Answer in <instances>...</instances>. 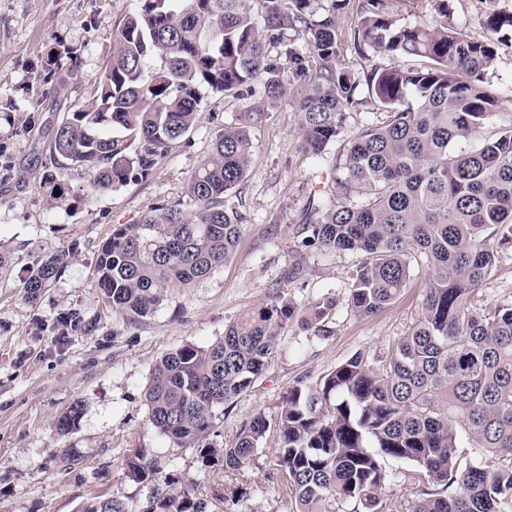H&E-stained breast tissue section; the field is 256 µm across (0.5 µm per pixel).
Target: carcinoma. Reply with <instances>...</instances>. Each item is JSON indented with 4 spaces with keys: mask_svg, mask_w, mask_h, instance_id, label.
<instances>
[{
    "mask_svg": "<svg viewBox=\"0 0 512 512\" xmlns=\"http://www.w3.org/2000/svg\"><path fill=\"white\" fill-rule=\"evenodd\" d=\"M262 21L246 0H135L119 24L112 60L93 98L57 128L53 167L90 176L86 194L115 191L147 178L173 144L194 126L203 91L229 93L254 82L265 101L288 96L292 64L313 79L297 92L301 148L322 155L340 144L335 194L302 210L296 241L324 253L365 256L349 302L369 317L407 287L411 263L425 267L421 315L385 364L354 356L311 385L294 386L273 418L255 416L236 443H209L219 416L262 375L282 329L295 319L323 330L331 297L300 309L284 288L224 329L207 346L183 345L154 365L146 402L153 426L178 448H194L205 466L222 460L238 471L274 433L272 465L297 512H325L354 502L380 512L381 458L411 461L405 476L421 498L413 512H504L512 506V303L488 302L479 288L512 251V112L486 86L496 59L494 37L512 33V9L486 0L477 41L448 25L447 0L433 28L398 26L384 0H363L354 45L420 61L414 69L374 68L367 91L385 119L342 139L358 77L344 58L337 10L310 19V0H262ZM302 33L308 54L288 38ZM280 47L273 56L270 46ZM50 50L44 79L61 57ZM264 114L254 105L224 127L186 185L195 209L150 210L116 227L97 260L99 287L112 307L143 317L169 289L211 276L231 256L243 217L226 195L248 177L252 128ZM72 252L39 259L26 271V299L36 301L67 266ZM82 415L71 405L57 421L69 432ZM465 432L477 460L459 450ZM157 462L137 449L127 476L150 483ZM194 491H156L141 507L114 494L86 512H205Z\"/></svg>",
    "mask_w": 512,
    "mask_h": 512,
    "instance_id": "cac0c4a2",
    "label": "carcinoma"
}]
</instances>
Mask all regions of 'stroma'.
Returning <instances> with one entry per match:
<instances>
[{
	"label": "stroma",
	"instance_id": "obj_1",
	"mask_svg": "<svg viewBox=\"0 0 512 512\" xmlns=\"http://www.w3.org/2000/svg\"><path fill=\"white\" fill-rule=\"evenodd\" d=\"M385 2L400 26L432 27L440 19L436 0ZM358 3L350 0L336 15L344 55L357 77L375 67L410 66L408 58L353 46ZM131 8L132 0H0V254L8 258L0 268V512H84L114 494L139 503L153 489L187 486L195 488L206 512H295L294 500L275 487L274 437L240 471L228 473L219 464L203 466L196 449L172 447L153 427L145 392L155 363L173 348L216 342L227 325L276 288H287L302 307L335 298L324 331L293 324L281 332L264 373L215 427L213 446H231L253 417H273L291 387L314 383L357 354L374 364L386 358L421 313L426 272L412 266L401 296L361 317L348 297L362 255L295 250L289 227L310 198L334 192L339 147L330 145L319 157L304 152L298 114L284 100L254 129L249 176L228 196L229 207L244 220L224 266L192 287L170 289L148 316L113 308L96 269L113 229L162 205L194 210L185 192L190 175L223 127L262 97L258 86L237 96L206 94L193 128L148 179L89 197L79 190L82 178L61 168L55 180L67 192L49 201L42 175L54 132L97 87L116 28ZM60 44L79 55L64 88L44 82L42 71L49 50ZM67 248L74 257L63 274L37 301L26 300L22 268ZM72 312L79 313V326L62 328V317ZM76 402L83 405L81 419L60 433L58 418ZM135 448L158 462L152 483L126 475L125 460ZM411 467L383 460L382 512H411L418 495L403 481ZM242 481L252 488L249 500L225 499L224 490Z\"/></svg>",
	"mask_w": 512,
	"mask_h": 512
}]
</instances>
